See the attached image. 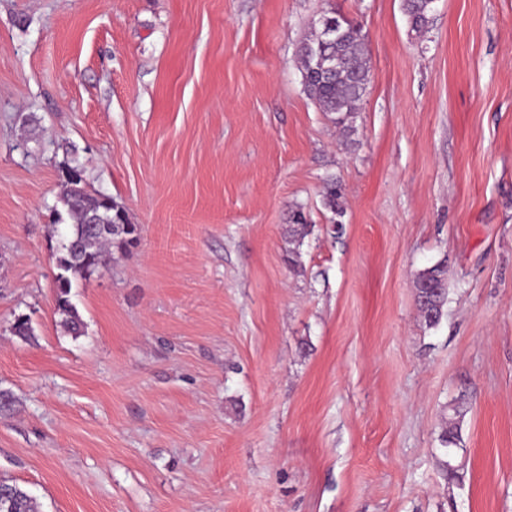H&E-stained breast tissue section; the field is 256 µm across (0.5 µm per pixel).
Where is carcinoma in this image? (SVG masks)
<instances>
[{"label": "carcinoma", "instance_id": "carcinoma-1", "mask_svg": "<svg viewBox=\"0 0 512 512\" xmlns=\"http://www.w3.org/2000/svg\"><path fill=\"white\" fill-rule=\"evenodd\" d=\"M403 10L410 28L416 32L428 25L432 14L428 0H404ZM322 14L337 20L344 37L337 45L324 46L317 59L312 60L308 47L317 46L323 39L322 31L314 32L300 49L302 80L320 110L334 116V123L348 135L353 131V118L371 80L365 39L361 28L336 10L325 9ZM70 170L77 174V180L64 181L60 198L68 223L60 218L51 228L59 238L55 255V314L60 328L76 338L84 334L85 323L70 300L72 280L100 272L110 261L112 251L126 252L136 246L140 227L130 224L125 231L112 235L92 233L90 225L86 224L88 214L95 211L108 220L115 216L117 206L112 198L92 195L86 190L79 167L72 166ZM415 289L418 309L425 323L430 327L437 325L448 302L446 270L434 265L420 271L415 277ZM458 440L454 426L445 428L440 435L444 456L441 465L449 480L456 477L452 447ZM0 491L8 493V498L0 497V512H37L34 499L18 485L0 481Z\"/></svg>", "mask_w": 512, "mask_h": 512}]
</instances>
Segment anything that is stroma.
Instances as JSON below:
<instances>
[{"label":"stroma","mask_w":512,"mask_h":512,"mask_svg":"<svg viewBox=\"0 0 512 512\" xmlns=\"http://www.w3.org/2000/svg\"><path fill=\"white\" fill-rule=\"evenodd\" d=\"M328 7L371 66L346 137L297 60ZM75 165L142 227L74 280L77 338ZM0 391V481L39 512H512V0L420 32L403 0H0ZM68 168V169H67ZM77 174L76 181L64 180V189L60 201L67 216L68 223L64 231L59 226L63 217L51 224L52 233L59 238L55 255L56 298L55 314L60 328L67 334L77 338L85 332V323L76 307L70 300L72 280L79 276L86 278L105 268L112 257V251L126 252L137 245L140 237L138 224L123 225L122 221L100 223L97 215L90 218V224H96L97 230L105 233L118 232L112 235H96L91 232L90 224H86L89 213L95 211L104 220L112 219L117 206L112 198L90 194L83 184L82 171L78 166H69ZM416 301L422 318L429 327L436 326L448 302L446 270L434 265L415 277ZM440 448L445 459H441V465L446 473L447 479L452 480L456 477V467L452 464V449L451 446H456L459 440L458 431L456 426L446 427L440 435Z\"/></svg>","instance_id":"35a3bbf8"}]
</instances>
